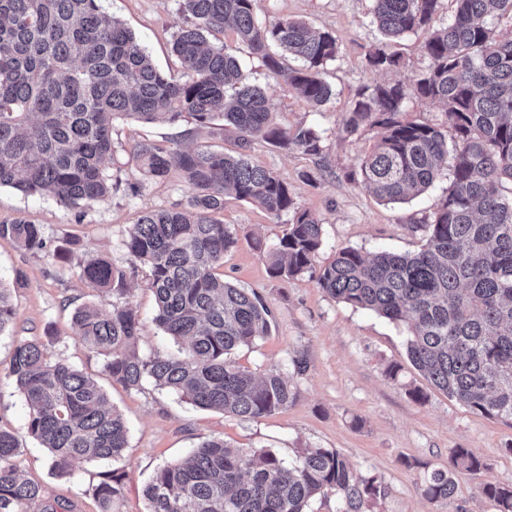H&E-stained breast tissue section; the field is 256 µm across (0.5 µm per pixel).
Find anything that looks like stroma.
<instances>
[{
    "instance_id": "obj_1",
    "label": "stroma",
    "mask_w": 512,
    "mask_h": 512,
    "mask_svg": "<svg viewBox=\"0 0 512 512\" xmlns=\"http://www.w3.org/2000/svg\"><path fill=\"white\" fill-rule=\"evenodd\" d=\"M104 6L135 34L156 65L179 72L171 52L173 35L183 23L176 0H104ZM370 6V0H256V16L263 24L301 19L336 37L339 53L322 74L333 96L318 110L286 81L274 78L246 44L234 45L249 80L264 87L277 123L312 124L324 132L319 158L263 141L250 152L254 164L276 172L297 203L320 220V265L342 247L368 256L381 250H418L423 236L419 221L434 213L450 185L443 175L424 194L385 204L345 177L380 135L372 128L352 136L343 130V118L358 89L388 79L365 58L366 46L380 38ZM454 13L453 0H443L428 27L394 44L402 58L397 79L411 80L427 68L424 46L433 30L446 25ZM193 127L188 117L176 126L116 120L113 152L104 163L112 192L102 202L70 206L50 196L0 187V222L23 219L41 225L51 245L75 241L76 254L104 252L125 271L123 286L142 323L138 349L145 356L174 351L175 345L155 322L149 271L133 261L123 240L139 215L185 201L190 188L176 172L163 180L144 179L132 151L143 140L162 143ZM310 173L315 182L307 181ZM222 218L238 237L224 256L225 280L257 291L272 311L269 335L239 348L233 358L258 377L272 368L280 370L298 391L294 403L269 416L243 419L194 407L150 385L137 392L112 383L102 358L89 354L73 335L71 321L74 309L85 303L109 310L111 295L81 281L75 270L61 268L50 255L0 239V281L10 288L15 309L12 329L0 335V427L19 442L17 465L24 477L41 485L46 497L71 503L73 512H102L91 487L100 472L116 469L125 474V488L115 512H146L143 489L157 468L185 456L204 439L221 437L233 447L270 451L288 462L307 448L336 450L359 473L377 477L385 486L386 494L374 512H495L482 488L490 482L512 483V422L476 414L432 387L408 360L405 324L339 302L308 276L273 277L264 252L282 236L287 216L270 215L229 196ZM50 323L58 336L47 341L48 353L64 355L96 378L129 427V444L119 460L78 462L69 476L52 470L47 450L29 433L25 401L7 375L14 343L43 336ZM299 354L308 359L302 374L293 366ZM393 363L401 367L394 379L387 373ZM415 389L425 393L424 401L412 398ZM458 448L473 452L481 468L457 472L452 498L428 500L423 494L428 472L447 468Z\"/></svg>"
}]
</instances>
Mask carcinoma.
Segmentation results:
<instances>
[{"instance_id":"carcinoma-1","label":"carcinoma","mask_w":512,"mask_h":512,"mask_svg":"<svg viewBox=\"0 0 512 512\" xmlns=\"http://www.w3.org/2000/svg\"><path fill=\"white\" fill-rule=\"evenodd\" d=\"M184 24L172 43L182 74L158 69L135 34L106 13L100 0H0V187L50 194L69 205L106 200L111 183L104 162L112 154L113 123L134 118L174 124L190 116L196 130L218 119L235 136L228 154L202 143L137 144L140 173L163 179L182 173L185 203L148 211L130 225L123 245L149 270L155 321L176 343L173 354L144 357L142 324L112 260L89 253L78 277L112 294V308L75 309L73 334L102 357L113 383L140 390L147 381L190 404L257 419L285 409L295 386L272 368L262 377L239 366L234 350L269 335L272 312L260 295L224 280L218 269L237 243L217 215L232 194L278 217L293 213L269 250L273 276L308 275L331 297L408 324L407 356L430 384L471 411L512 421V38L496 35L495 19L512 17V0H455L453 20L425 45L429 65L415 80L361 88L345 117L349 135L380 128L383 137L359 161L361 184L379 201L404 203L431 188L447 164L450 188L422 220L423 244L414 252L380 251L368 258L350 247L316 265L322 224L300 209L278 175L251 162L257 140L307 155L322 153V131L274 122L264 89L251 83L231 46L212 38L233 31L311 107L327 104L333 89L321 78L336 59V37L301 20L264 25L255 0H177ZM383 39L367 47V63L396 72L393 43L429 25L441 0H370ZM298 62L293 67L287 64ZM446 108V124L406 119L412 98ZM0 238L32 253L46 250L41 226L16 219L0 224ZM119 287H114V284ZM9 289L0 282V334L13 323ZM9 377L23 395L28 430L49 451L59 474L76 461L119 459L129 428L97 380L64 357H51L37 337L18 341ZM19 445L0 427V512H71L45 500L42 488L18 473ZM480 460L456 449L450 466L431 471L423 487L433 500L456 490L460 469ZM125 474L112 471L92 487L103 512L124 492ZM329 493L339 512H371L385 496L338 452L308 448L289 463L271 451L201 441L188 456L165 464L145 486L147 512H308ZM483 495L496 512H512V485L488 483Z\"/></svg>"}]
</instances>
